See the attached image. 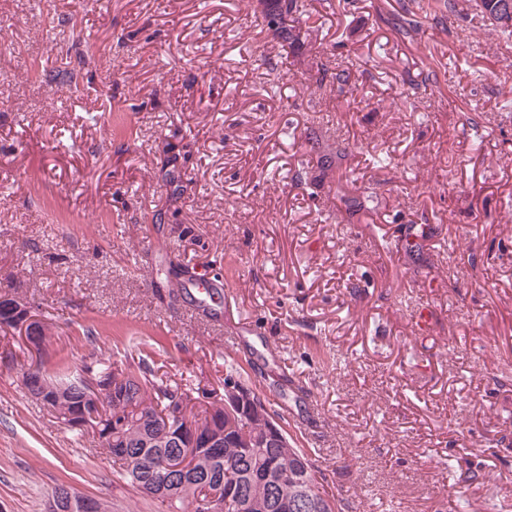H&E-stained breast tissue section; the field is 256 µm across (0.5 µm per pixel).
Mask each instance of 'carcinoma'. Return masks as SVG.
<instances>
[{
	"label": "carcinoma",
	"instance_id": "1",
	"mask_svg": "<svg viewBox=\"0 0 512 512\" xmlns=\"http://www.w3.org/2000/svg\"><path fill=\"white\" fill-rule=\"evenodd\" d=\"M503 0H431V12L445 7L451 15H474L481 18L492 31L512 37V23L497 24L499 5ZM305 0H263L257 24L273 32L288 44L295 55L306 47L308 34L302 33L300 16L305 12ZM311 68L317 71V88L321 98L335 92L355 95L360 90L353 66L334 67L313 57ZM103 377L112 374L115 365L106 362L104 355H92L83 364ZM126 383L127 402L122 414L105 409L97 412L106 436L95 442L112 457L116 475L138 490L168 501L174 512H204L200 502L219 488L236 487L243 491L248 507L244 512H289L288 505L298 499H314L318 507L310 512H339L340 504L325 489L324 478L302 450L298 448H265L262 446L263 426L233 415L224 408V399L203 393L194 395L191 388L159 381L141 369L128 366L122 369ZM40 395L55 402L54 417L70 426L69 416L89 405L78 377L67 373L52 375L43 369L33 380ZM179 395L186 411L194 416L222 419L224 432L219 448H170L160 437V424L168 416L171 399ZM187 460L184 472L176 480H167L165 463L169 458Z\"/></svg>",
	"mask_w": 512,
	"mask_h": 512
}]
</instances>
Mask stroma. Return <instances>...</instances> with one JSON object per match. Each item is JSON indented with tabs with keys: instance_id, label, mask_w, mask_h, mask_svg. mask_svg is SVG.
I'll list each match as a JSON object with an SVG mask.
<instances>
[{
	"instance_id": "stroma-1",
	"label": "stroma",
	"mask_w": 512,
	"mask_h": 512,
	"mask_svg": "<svg viewBox=\"0 0 512 512\" xmlns=\"http://www.w3.org/2000/svg\"><path fill=\"white\" fill-rule=\"evenodd\" d=\"M420 2L306 0L311 52L361 82L322 102L258 0H0V288L49 324L44 367L99 347L172 385L233 375L343 512H512V38ZM405 4L411 38L386 23ZM318 139L349 168L294 182ZM195 276L223 283L215 314ZM9 345L0 512L62 485L167 512L29 397Z\"/></svg>"
}]
</instances>
